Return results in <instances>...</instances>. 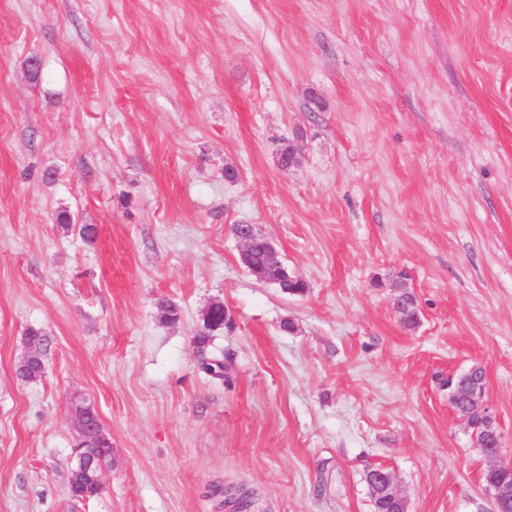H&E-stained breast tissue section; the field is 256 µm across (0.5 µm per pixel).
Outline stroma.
<instances>
[{
    "instance_id": "35a3bbf8",
    "label": "stroma",
    "mask_w": 512,
    "mask_h": 512,
    "mask_svg": "<svg viewBox=\"0 0 512 512\" xmlns=\"http://www.w3.org/2000/svg\"><path fill=\"white\" fill-rule=\"evenodd\" d=\"M474 364L512 455V0H0V512H373L372 466L406 512H494L440 384ZM75 403L112 440L83 502ZM248 230L245 233L236 232L234 235L242 245L241 259L242 262L250 268V260L253 248L256 244L263 247L266 254V272L267 278L275 281H279V269L281 264L278 262V251L273 245L272 241L265 236H259L253 227V225H247ZM27 341L34 345V354L31 357L24 358L17 368L18 375L28 381L41 379L45 372V364L43 359V345L47 341L45 335L38 328L27 329ZM211 341L210 332H200L194 337V344L199 352V368L211 380L230 383L232 357L229 354L216 356L207 354L206 349ZM69 495L75 501H83V499L91 498L96 494H100L103 491V483L101 474L97 477V483L95 484V490L92 483L87 477H81L80 475L74 476L71 474L69 479Z\"/></svg>"
}]
</instances>
